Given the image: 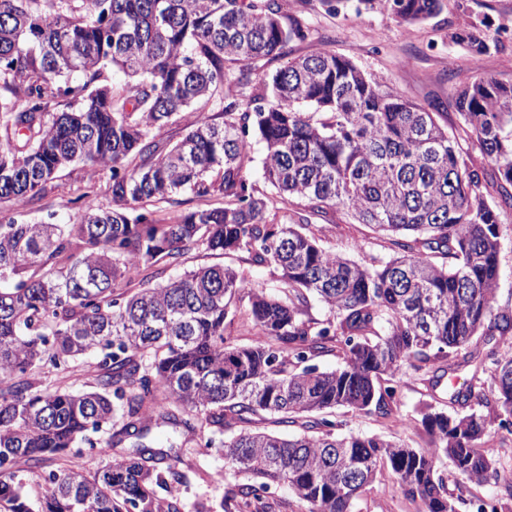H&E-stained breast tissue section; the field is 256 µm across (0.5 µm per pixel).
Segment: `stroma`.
Returning a JSON list of instances; mask_svg holds the SVG:
<instances>
[{
    "mask_svg": "<svg viewBox=\"0 0 512 512\" xmlns=\"http://www.w3.org/2000/svg\"><path fill=\"white\" fill-rule=\"evenodd\" d=\"M285 25L300 26L305 36L289 43L284 55L264 59L248 85L225 82V100L248 102L259 93L261 79L284 68L295 59L317 51H330L350 59L363 72L383 80L385 87L404 99L440 113V122L449 130L459 128L454 106L458 84L466 79L495 76L512 80V0H445L444 9L429 20L406 25L386 8L383 0L365 6L363 0H277ZM479 24L482 36L495 47L486 54H471L448 40L458 28ZM110 173L77 164L62 171L49 183L42 199L29 203L23 213L28 222L48 217L65 221L75 216L87 187H94L100 205L111 206L108 193ZM320 237L325 247L356 262L373 257L389 258L385 239L371 227L343 217L336 224L324 225ZM185 268L221 264L233 267L254 287H271L266 268L249 264L243 253L213 255L198 249L183 257ZM423 400L422 387L412 376H401L396 400L389 418L379 419L360 413L344 415L349 431L376 434L401 440L411 446L423 445L426 436L418 420ZM107 459L89 452L73 453L63 460L49 461L37 468H21L19 476L30 497H38L42 479L49 472L66 467L89 475ZM182 473L181 484L173 491L181 512H224V451L220 448H184L176 462ZM365 512H417L389 475L378 477L367 493Z\"/></svg>",
    "mask_w": 512,
    "mask_h": 512,
    "instance_id": "stroma-1",
    "label": "stroma"
}]
</instances>
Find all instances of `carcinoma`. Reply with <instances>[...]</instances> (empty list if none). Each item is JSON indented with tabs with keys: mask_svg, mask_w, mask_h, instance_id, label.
Returning <instances> with one entry per match:
<instances>
[{
	"mask_svg": "<svg viewBox=\"0 0 512 512\" xmlns=\"http://www.w3.org/2000/svg\"><path fill=\"white\" fill-rule=\"evenodd\" d=\"M384 2L409 25L443 9ZM303 36L255 0H0V203L23 207L76 163L112 173V205L86 192L66 224L0 217V512H179L155 491L180 479L156 432L169 425L224 449L226 470L247 477L225 491L237 512L271 508L262 494L280 485L308 512H361L385 470L422 512H457L467 481L499 489L476 512H512V476L483 448L494 420L512 434V303L498 298L512 82L456 88L463 139L329 51L277 71L244 105L224 103L232 66L248 81L252 64ZM450 39L492 48L475 26ZM111 68L137 82L115 90ZM204 98L223 124L201 115L166 147L163 128ZM254 137L264 180L289 205L284 223L247 173ZM475 148L496 167L499 203ZM183 192L224 206L169 224L147 208ZM339 214L387 236L394 255L357 263L323 247L315 220ZM191 247L247 253L272 288L211 265L120 291L140 264L161 276ZM315 301L327 315L312 314ZM240 303L259 330L248 345L234 343ZM88 352L93 389L42 387V369ZM326 354L335 369L313 364ZM407 371L431 398L419 409L425 446L336 419L389 417ZM445 395L458 410L440 408ZM268 418L297 432L245 428ZM83 444L111 462L89 477L52 471L31 500L13 468Z\"/></svg>",
	"mask_w": 512,
	"mask_h": 512,
	"instance_id": "1",
	"label": "carcinoma"
}]
</instances>
